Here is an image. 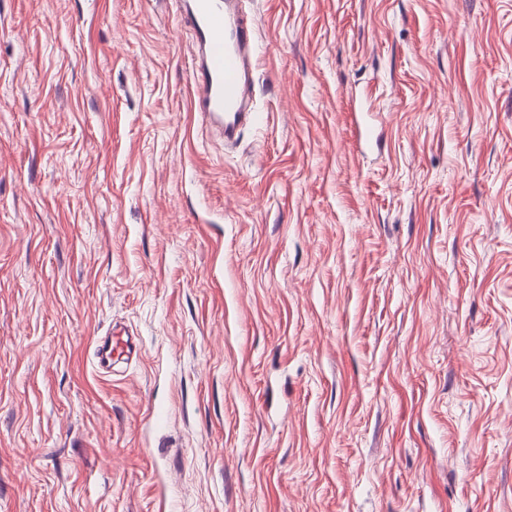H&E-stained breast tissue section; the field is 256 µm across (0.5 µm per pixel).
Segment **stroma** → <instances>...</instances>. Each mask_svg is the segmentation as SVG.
<instances>
[{"mask_svg": "<svg viewBox=\"0 0 512 512\" xmlns=\"http://www.w3.org/2000/svg\"><path fill=\"white\" fill-rule=\"evenodd\" d=\"M249 6L228 144L171 0H0V512H512V0Z\"/></svg>", "mask_w": 512, "mask_h": 512, "instance_id": "obj_1", "label": "stroma"}]
</instances>
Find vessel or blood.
Masks as SVG:
<instances>
[{"instance_id": "obj_1", "label": "vessel or blood", "mask_w": 512, "mask_h": 512, "mask_svg": "<svg viewBox=\"0 0 512 512\" xmlns=\"http://www.w3.org/2000/svg\"><path fill=\"white\" fill-rule=\"evenodd\" d=\"M179 17L198 48L191 103L207 123L233 138L253 116L250 90L256 69V29L242 0H180Z\"/></svg>"}]
</instances>
